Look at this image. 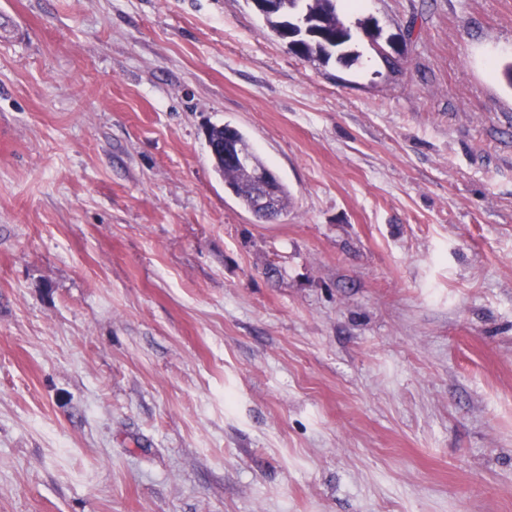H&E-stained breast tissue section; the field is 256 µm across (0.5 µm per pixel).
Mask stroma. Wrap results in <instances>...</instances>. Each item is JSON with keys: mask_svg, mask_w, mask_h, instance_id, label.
Returning <instances> with one entry per match:
<instances>
[{"mask_svg": "<svg viewBox=\"0 0 512 512\" xmlns=\"http://www.w3.org/2000/svg\"><path fill=\"white\" fill-rule=\"evenodd\" d=\"M2 11L0 512H512V0ZM299 2H307L305 8L298 10ZM336 0H265L270 7L257 11L266 21L271 34L286 44L295 54L310 58L314 55L323 61H329L333 55L338 59L348 56L346 48L352 41L351 29L344 24L336 13ZM307 15L319 23L310 36L296 38L293 35L292 21L299 14ZM229 125H212L206 131V143L212 144L215 140H222L224 134L229 131ZM234 129V136L244 147H250L247 138L239 130ZM242 145L232 141L223 140L209 145L210 153L213 155H221L227 159L231 164L228 165L224 162L223 158L218 156L214 158L212 155L211 161L215 172L224 179V187L227 189L238 202L246 209L251 210L252 198L253 212L256 216L263 217L264 219H275L278 214L286 210L288 205V187L282 182L279 176L271 170L263 159L253 152V161L248 150ZM250 165V166H249ZM249 166V167H242ZM258 170H264L268 174V184L275 192L276 206L271 197L270 189L266 186L265 182L267 177L264 173L258 172L256 175L258 189L253 192L254 174Z\"/></svg>", "mask_w": 512, "mask_h": 512, "instance_id": "35a3bbf8", "label": "stroma"}]
</instances>
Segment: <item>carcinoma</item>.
I'll return each mask as SVG.
<instances>
[{
    "label": "carcinoma",
    "instance_id": "obj_1",
    "mask_svg": "<svg viewBox=\"0 0 512 512\" xmlns=\"http://www.w3.org/2000/svg\"><path fill=\"white\" fill-rule=\"evenodd\" d=\"M265 3L267 6L262 8L260 15L271 34L290 51L304 58L315 55L325 62L335 55L340 60L348 57L346 48L352 41V32L338 17L336 0H265ZM301 13L317 25L311 35L298 39L293 35L292 21ZM211 161L215 172L224 179L225 189L248 210L252 206L254 174L259 170L266 171L268 184L275 192L277 213L286 210L288 187L258 154H253L248 167L228 165L220 156Z\"/></svg>",
    "mask_w": 512,
    "mask_h": 512
}]
</instances>
